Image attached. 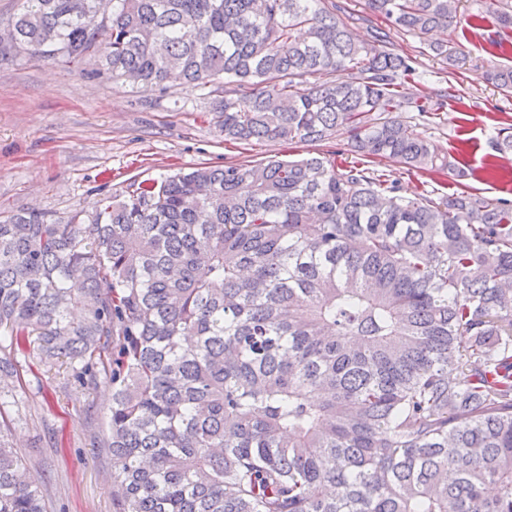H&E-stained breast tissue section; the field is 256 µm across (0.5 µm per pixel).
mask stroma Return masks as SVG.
Instances as JSON below:
<instances>
[{
	"instance_id": "35a3bbf8",
	"label": "stroma",
	"mask_w": 512,
	"mask_h": 512,
	"mask_svg": "<svg viewBox=\"0 0 512 512\" xmlns=\"http://www.w3.org/2000/svg\"><path fill=\"white\" fill-rule=\"evenodd\" d=\"M354 14L359 38L388 32L396 49L415 57L431 86H455L438 118L413 121L415 134L474 169L399 175L402 195L468 191L512 200V171L481 173L499 128L512 124V93L488 82L485 73L512 65V54L492 53L488 37L512 43L480 0H460L462 18L443 38L467 60L456 70L423 51V38L393 31L365 0H342ZM483 13L481 32L468 24ZM90 64L38 56L0 55V220L36 210L64 220L91 208L97 189L122 194L130 183L158 180L199 166L293 159L322 154L331 146L256 141L225 142L211 113L212 101L195 85L175 82L166 91L112 82L90 74ZM0 357L16 366L0 384V431L40 485L49 512H112V463L104 449L112 407V384L97 377L89 386L71 380L65 368L42 364L33 351L13 349L0 335Z\"/></svg>"
}]
</instances>
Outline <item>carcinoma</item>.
Listing matches in <instances>:
<instances>
[{
    "mask_svg": "<svg viewBox=\"0 0 512 512\" xmlns=\"http://www.w3.org/2000/svg\"><path fill=\"white\" fill-rule=\"evenodd\" d=\"M367 5L417 36L457 23L458 0ZM9 29L96 76L224 87L226 140L348 135L340 164L199 166L0 223V331L112 382L114 512H512V202L366 168L467 176L404 116L447 106L401 92L414 58L332 0H23ZM487 79L512 91V66ZM491 144L512 155V124ZM0 512H47L1 433Z\"/></svg>",
    "mask_w": 512,
    "mask_h": 512,
    "instance_id": "1",
    "label": "carcinoma"
}]
</instances>
